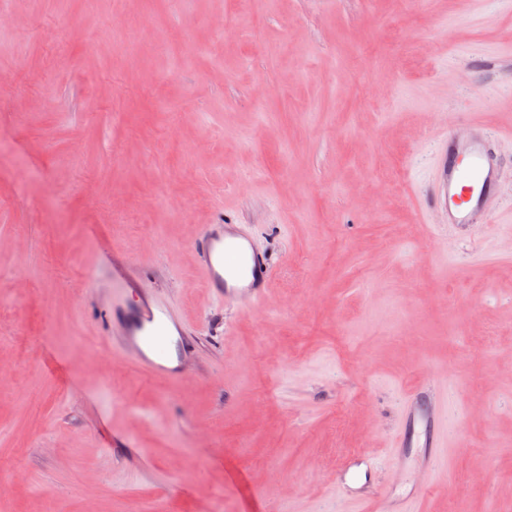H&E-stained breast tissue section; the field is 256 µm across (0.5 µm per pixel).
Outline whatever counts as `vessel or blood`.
<instances>
[{
    "label": "vessel or blood",
    "mask_w": 512,
    "mask_h": 512,
    "mask_svg": "<svg viewBox=\"0 0 512 512\" xmlns=\"http://www.w3.org/2000/svg\"><path fill=\"white\" fill-rule=\"evenodd\" d=\"M485 139L482 132L468 140L453 130L443 136L446 153L442 180L447 185L449 223H481L497 190V172ZM193 246L198 272L216 303L256 308L265 302L274 278V265L235 225H210L195 238ZM108 314L125 349L132 353L143 372L153 376L163 374L174 381L182 379L183 370L168 364L173 318L165 305L146 298L135 305L125 298L113 302ZM442 427L443 413L434 386L421 384L404 401L396 445L408 447V432L419 431L428 450L425 467L433 469L445 446Z\"/></svg>",
    "instance_id": "obj_1"
}]
</instances>
